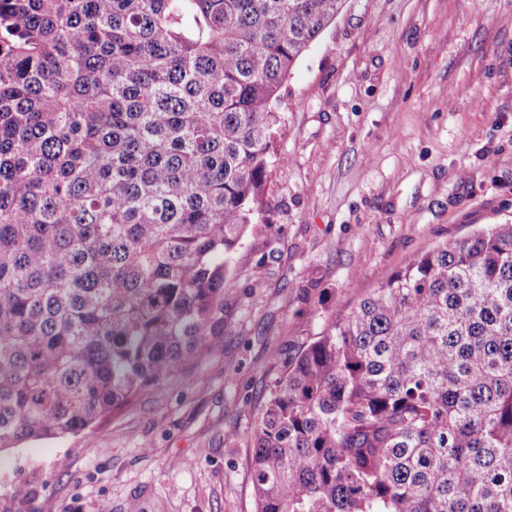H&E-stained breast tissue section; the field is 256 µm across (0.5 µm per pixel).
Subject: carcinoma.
I'll use <instances>...</instances> for the list:
<instances>
[{
  "label": "carcinoma",
  "instance_id": "carcinoma-1",
  "mask_svg": "<svg viewBox=\"0 0 512 512\" xmlns=\"http://www.w3.org/2000/svg\"><path fill=\"white\" fill-rule=\"evenodd\" d=\"M346 0H0V452L209 349L282 89ZM256 512H512V224L414 256L298 347Z\"/></svg>",
  "mask_w": 512,
  "mask_h": 512
}]
</instances>
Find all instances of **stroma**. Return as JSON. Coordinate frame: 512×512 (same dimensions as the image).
<instances>
[{
  "label": "stroma",
  "instance_id": "stroma-1",
  "mask_svg": "<svg viewBox=\"0 0 512 512\" xmlns=\"http://www.w3.org/2000/svg\"><path fill=\"white\" fill-rule=\"evenodd\" d=\"M279 110L209 350L89 431L1 452L0 512H255L250 433L284 358L414 255L512 223V0H348Z\"/></svg>",
  "mask_w": 512,
  "mask_h": 512
}]
</instances>
